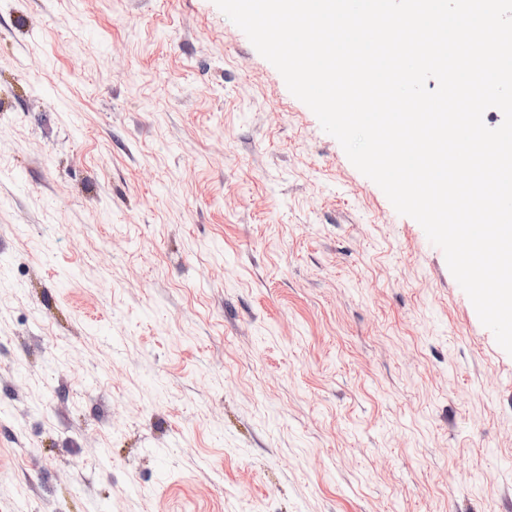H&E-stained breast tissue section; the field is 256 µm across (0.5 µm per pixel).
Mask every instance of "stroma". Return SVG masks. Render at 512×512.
Instances as JSON below:
<instances>
[{
    "label": "stroma",
    "instance_id": "35a3bbf8",
    "mask_svg": "<svg viewBox=\"0 0 512 512\" xmlns=\"http://www.w3.org/2000/svg\"><path fill=\"white\" fill-rule=\"evenodd\" d=\"M0 512H512V355L214 0H0Z\"/></svg>",
    "mask_w": 512,
    "mask_h": 512
}]
</instances>
